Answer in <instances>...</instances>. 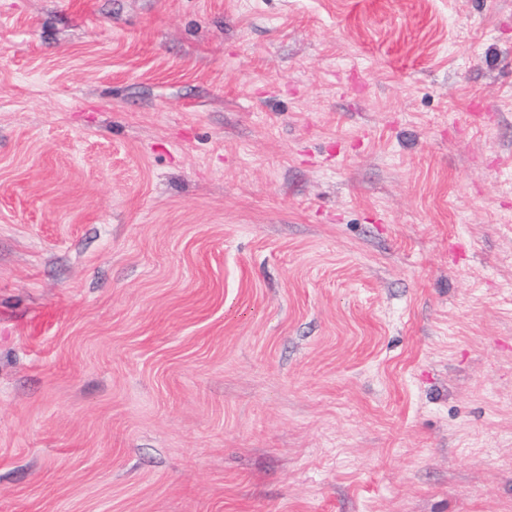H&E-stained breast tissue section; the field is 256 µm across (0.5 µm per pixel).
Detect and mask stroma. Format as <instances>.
Listing matches in <instances>:
<instances>
[{
  "instance_id": "1",
  "label": "stroma",
  "mask_w": 512,
  "mask_h": 512,
  "mask_svg": "<svg viewBox=\"0 0 512 512\" xmlns=\"http://www.w3.org/2000/svg\"><path fill=\"white\" fill-rule=\"evenodd\" d=\"M0 512H512V0H0Z\"/></svg>"
}]
</instances>
